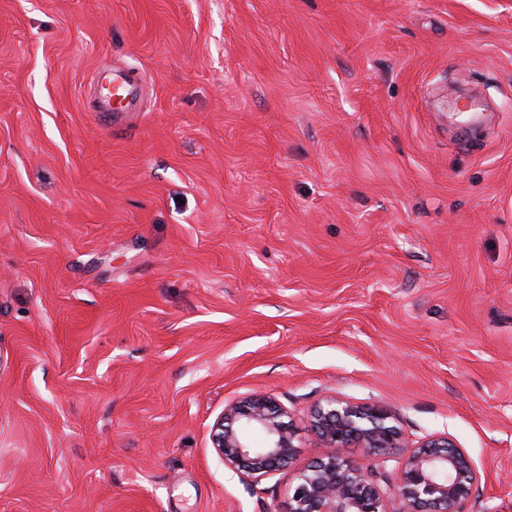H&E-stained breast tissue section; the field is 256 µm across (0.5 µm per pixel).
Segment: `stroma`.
I'll use <instances>...</instances> for the list:
<instances>
[{"label":"stroma","instance_id":"stroma-1","mask_svg":"<svg viewBox=\"0 0 512 512\" xmlns=\"http://www.w3.org/2000/svg\"><path fill=\"white\" fill-rule=\"evenodd\" d=\"M254 392L512 512V0H0V512H287L210 441ZM137 92L120 77L112 78V112L130 111L134 108Z\"/></svg>","mask_w":512,"mask_h":512}]
</instances>
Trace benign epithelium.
<instances>
[{
  "label": "benign epithelium",
  "instance_id": "1",
  "mask_svg": "<svg viewBox=\"0 0 512 512\" xmlns=\"http://www.w3.org/2000/svg\"><path fill=\"white\" fill-rule=\"evenodd\" d=\"M308 425L321 453L301 468L297 429L288 411L266 393L227 406L211 428V442L224 467L253 483L293 472L288 512H387L397 494L403 512H461L477 479L471 458L446 436L428 435L408 444L392 415L335 396L319 402ZM345 448H363L382 466L397 463V481L381 486Z\"/></svg>",
  "mask_w": 512,
  "mask_h": 512
}]
</instances>
